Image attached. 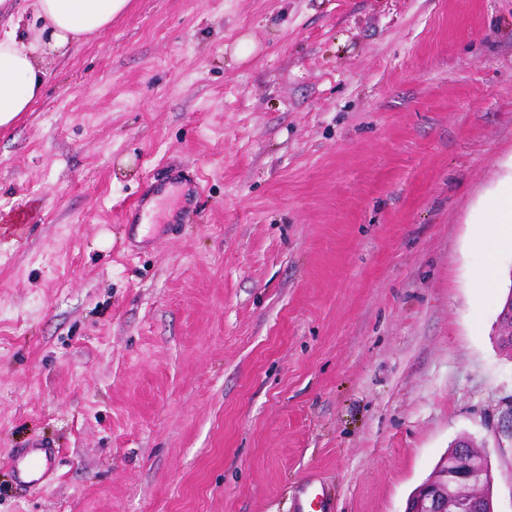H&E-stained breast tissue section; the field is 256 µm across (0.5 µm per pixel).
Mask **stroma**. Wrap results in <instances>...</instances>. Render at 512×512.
I'll use <instances>...</instances> for the list:
<instances>
[{"instance_id": "obj_1", "label": "stroma", "mask_w": 512, "mask_h": 512, "mask_svg": "<svg viewBox=\"0 0 512 512\" xmlns=\"http://www.w3.org/2000/svg\"><path fill=\"white\" fill-rule=\"evenodd\" d=\"M45 68L0 130V512H404L462 437L512 512L473 225L512 0H129ZM21 463V473L30 479V483H40L44 479L49 469V458L45 452V456L36 453L24 455L17 459V467ZM302 503L298 512H330L328 511L329 498L322 483L309 480L303 484ZM306 509V510H305Z\"/></svg>"}]
</instances>
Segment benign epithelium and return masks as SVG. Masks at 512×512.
<instances>
[{
  "mask_svg": "<svg viewBox=\"0 0 512 512\" xmlns=\"http://www.w3.org/2000/svg\"><path fill=\"white\" fill-rule=\"evenodd\" d=\"M501 340L512 342V292L502 312ZM440 479L420 486L408 499L405 512H495L494 477L487 461L477 462L465 444L447 453Z\"/></svg>",
  "mask_w": 512,
  "mask_h": 512,
  "instance_id": "benign-epithelium-1",
  "label": "benign epithelium"
}]
</instances>
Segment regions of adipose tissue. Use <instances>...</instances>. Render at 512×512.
<instances>
[{
	"mask_svg": "<svg viewBox=\"0 0 512 512\" xmlns=\"http://www.w3.org/2000/svg\"><path fill=\"white\" fill-rule=\"evenodd\" d=\"M128 0H30L29 10L41 24L29 39L19 18H10L0 36V129L12 125L39 97L47 73L46 56L61 51L73 39L109 27ZM479 246L497 254L512 245V178L486 197L480 208Z\"/></svg>",
	"mask_w": 512,
	"mask_h": 512,
	"instance_id": "adipose-tissue-1",
	"label": "adipose tissue"
}]
</instances>
